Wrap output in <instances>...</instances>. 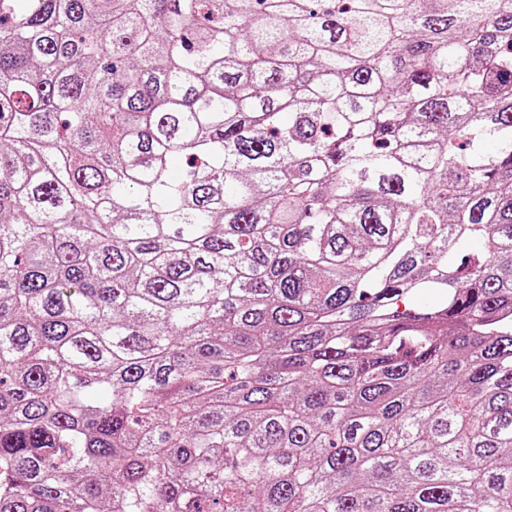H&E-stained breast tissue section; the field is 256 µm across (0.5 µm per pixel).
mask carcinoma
I'll return each instance as SVG.
<instances>
[{
	"label": "carcinoma",
	"mask_w": 512,
	"mask_h": 512,
	"mask_svg": "<svg viewBox=\"0 0 512 512\" xmlns=\"http://www.w3.org/2000/svg\"><path fill=\"white\" fill-rule=\"evenodd\" d=\"M0 512H512V0H0Z\"/></svg>",
	"instance_id": "cac0c4a2"
}]
</instances>
